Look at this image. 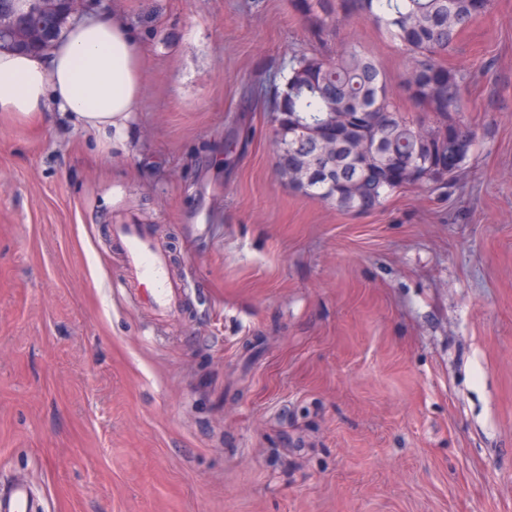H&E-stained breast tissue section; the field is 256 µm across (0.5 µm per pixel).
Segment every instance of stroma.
<instances>
[{"label":"stroma","instance_id":"obj_1","mask_svg":"<svg viewBox=\"0 0 512 512\" xmlns=\"http://www.w3.org/2000/svg\"><path fill=\"white\" fill-rule=\"evenodd\" d=\"M85 13L138 33L140 106L113 147L0 113V480L46 512H512V0L446 59L475 76L458 187L363 216L279 178L250 100L316 51L292 0ZM116 224L163 239L178 315L128 291Z\"/></svg>","mask_w":512,"mask_h":512}]
</instances>
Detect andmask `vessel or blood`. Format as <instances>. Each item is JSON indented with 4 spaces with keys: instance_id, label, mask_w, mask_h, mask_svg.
<instances>
[{
    "instance_id": "obj_1",
    "label": "vessel or blood",
    "mask_w": 512,
    "mask_h": 512,
    "mask_svg": "<svg viewBox=\"0 0 512 512\" xmlns=\"http://www.w3.org/2000/svg\"><path fill=\"white\" fill-rule=\"evenodd\" d=\"M116 232L134 279L144 287L143 300L160 312H172L185 285L173 279L161 248L140 225L120 224ZM40 509V500L27 476L17 475L0 486V512H40Z\"/></svg>"
}]
</instances>
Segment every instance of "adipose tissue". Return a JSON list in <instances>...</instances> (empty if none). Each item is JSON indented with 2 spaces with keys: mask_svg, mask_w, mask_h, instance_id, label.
Listing matches in <instances>:
<instances>
[{
  "mask_svg": "<svg viewBox=\"0 0 512 512\" xmlns=\"http://www.w3.org/2000/svg\"><path fill=\"white\" fill-rule=\"evenodd\" d=\"M144 58L135 30L106 15L70 25L41 54L0 50V112L38 119L51 103L101 142L122 141L139 107Z\"/></svg>",
  "mask_w": 512,
  "mask_h": 512,
  "instance_id": "adipose-tissue-1",
  "label": "adipose tissue"
}]
</instances>
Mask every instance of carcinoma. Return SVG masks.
Instances as JSON below:
<instances>
[{
    "label": "carcinoma",
    "mask_w": 512,
    "mask_h": 512,
    "mask_svg": "<svg viewBox=\"0 0 512 512\" xmlns=\"http://www.w3.org/2000/svg\"><path fill=\"white\" fill-rule=\"evenodd\" d=\"M491 0H294L315 42L362 19L384 29L409 56L389 76L367 52L294 55L254 97L274 126L277 171L288 186L356 215L381 209L395 191L430 187L444 196L472 156L478 130L462 112L473 75L445 63L459 35ZM422 116L401 110L400 97ZM335 137L328 157L323 137Z\"/></svg>",
    "instance_id": "obj_1"
}]
</instances>
